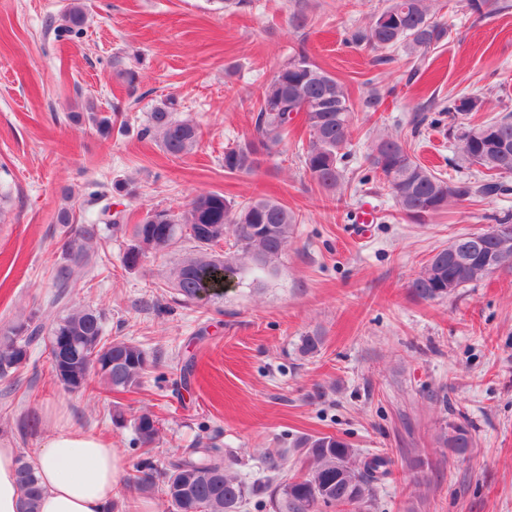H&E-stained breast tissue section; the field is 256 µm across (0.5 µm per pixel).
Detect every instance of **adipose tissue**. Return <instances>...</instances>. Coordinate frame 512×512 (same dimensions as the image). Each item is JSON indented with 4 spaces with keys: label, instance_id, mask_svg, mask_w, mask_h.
Listing matches in <instances>:
<instances>
[{
    "label": "adipose tissue",
    "instance_id": "adipose-tissue-1",
    "mask_svg": "<svg viewBox=\"0 0 512 512\" xmlns=\"http://www.w3.org/2000/svg\"><path fill=\"white\" fill-rule=\"evenodd\" d=\"M43 489L39 512H114L121 458L110 441L70 428L49 436L33 459Z\"/></svg>",
    "mask_w": 512,
    "mask_h": 512
}]
</instances>
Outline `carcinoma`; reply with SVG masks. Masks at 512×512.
Here are the masks:
<instances>
[{"label": "carcinoma", "instance_id": "obj_1", "mask_svg": "<svg viewBox=\"0 0 512 512\" xmlns=\"http://www.w3.org/2000/svg\"><path fill=\"white\" fill-rule=\"evenodd\" d=\"M478 16L488 8L501 11L509 5L500 0H469ZM57 34H82L86 13L81 0H72L62 16ZM448 28L437 21L432 0H387L374 14L369 26L350 30L346 43L373 51L402 50L417 65L447 37ZM481 101L461 96L449 104L433 105L441 114L469 115L481 109ZM305 114L309 139L302 161L311 181L322 191L334 194L342 178V161L350 129L353 102L348 89L316 64L305 51L297 52L262 87L257 99L254 130L250 138L224 151V170L249 173L260 166L261 157L279 152L288 134L293 115ZM120 112H102L92 103L74 115L105 138ZM142 135L153 138L168 155L181 158L193 153L200 143L197 123L178 117V103L169 97L152 108ZM459 151L472 165L485 170L479 183L462 179L450 183L442 175L424 167L404 141L394 136L379 138L367 157L369 167L382 176L388 194L401 218L422 223L443 213L453 200L472 195L506 192L501 179L512 176V113L465 129L459 136ZM125 216L106 205L90 224H82L66 236L60 261L53 273L54 291L25 318L0 329V381L10 380L31 358L30 347L42 341L51 359L54 378L70 392L72 386L85 391L90 375L99 376L112 391L138 388L152 360L148 352L130 339L107 334L106 316L97 309L78 306L73 295L86 287L92 268L89 247L102 233L123 228ZM297 224L296 215L279 201L259 195L234 203L218 192L195 195L182 217L167 209H149L133 225L131 243L123 253L124 268L140 265L147 253H163L185 237L198 255L182 261L172 273L174 301L188 305L197 291L209 286L223 287L222 271L237 268L272 271L274 261L285 251ZM234 238L235 251L214 254L224 243V232ZM467 254L471 267L465 272L448 271V249ZM494 250L489 231L465 233L438 250L410 285L420 299L433 300L484 278L482 263ZM322 337H301L298 351L303 356L318 353ZM138 442L152 446L160 434L154 415L144 412L134 423ZM448 447L464 453L472 446L469 428L448 425ZM300 449V471L287 475L274 463L257 483H248L224 466L220 446L211 438L197 439L176 459L158 469L144 463L128 475L127 485L135 490L157 488L167 503V512H243L257 492L267 497L269 512H325L348 509L367 512L371 493L379 477L389 473V460L380 455L360 457L343 439L322 433L304 434L294 439ZM17 482L25 512H37L41 494L36 472L28 461L19 459Z\"/></svg>", "mask_w": 512, "mask_h": 512}]
</instances>
